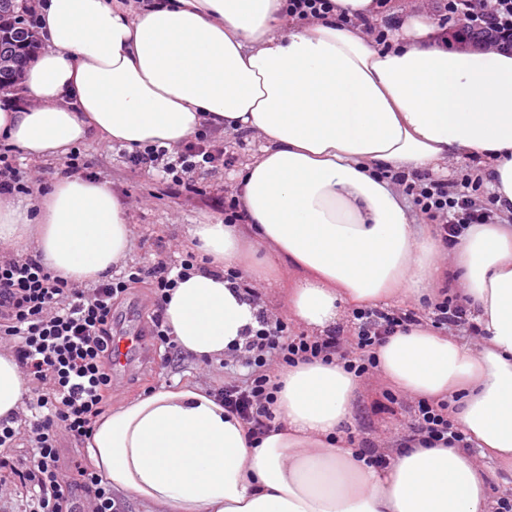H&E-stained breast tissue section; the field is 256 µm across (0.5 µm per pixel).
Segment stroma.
Here are the masks:
<instances>
[{
	"label": "stroma",
	"mask_w": 512,
	"mask_h": 512,
	"mask_svg": "<svg viewBox=\"0 0 512 512\" xmlns=\"http://www.w3.org/2000/svg\"><path fill=\"white\" fill-rule=\"evenodd\" d=\"M224 145L234 159L229 170L199 174L196 183L201 194L185 192L164 183L158 176L132 171L126 163L127 152L116 145L90 141L79 145L80 158L93 178L111 184L113 192L126 205L134 226L129 262L170 260L183 252V241L190 225L207 217H218L211 205L213 198L234 191L244 164L256 157L261 141L241 133H227ZM150 306L146 285H139L122 300L115 311V328L148 330ZM224 366L183 356L177 362L164 361L161 351L147 359H133L130 368L113 378V403L144 395L148 389H159L175 382L196 383L210 389L224 381ZM387 384L380 375L363 381L357 393L355 410L345 427V438L352 447L371 442L374 447H388L401 438L410 420L413 401L399 398L391 410H379L377 403Z\"/></svg>",
	"instance_id": "35a3bbf8"
}]
</instances>
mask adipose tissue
<instances>
[{"instance_id": "ef3b65f1", "label": "adipose tissue", "mask_w": 512, "mask_h": 512, "mask_svg": "<svg viewBox=\"0 0 512 512\" xmlns=\"http://www.w3.org/2000/svg\"><path fill=\"white\" fill-rule=\"evenodd\" d=\"M45 48L20 97L0 100V140L31 159L90 140L179 149L205 128L255 133L239 178L243 224L190 225L206 270L175 288L165 320L178 347L221 361L258 326L257 307L225 280L277 265L295 277L285 309L322 333L345 307L434 301L453 277L482 332L478 349L429 324L390 337L378 372L414 398H453L473 450L394 451L385 469L355 456L342 431L360 380L337 363L279 376L276 426L260 441L205 387H163L113 406L87 444L115 491L147 512H493L490 463L512 467V54L438 44L415 13L373 46L338 13L283 21L282 0H37ZM474 160L497 221L451 249L413 224L382 170L440 172ZM132 241L109 183L56 179L22 207L0 201V246L29 247L84 286L124 262ZM27 380L0 349V419L21 412Z\"/></svg>"}]
</instances>
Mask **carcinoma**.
I'll return each mask as SVG.
<instances>
[{"label":"carcinoma","instance_id":"cac0c4a2","mask_svg":"<svg viewBox=\"0 0 512 512\" xmlns=\"http://www.w3.org/2000/svg\"><path fill=\"white\" fill-rule=\"evenodd\" d=\"M25 0H0V55L14 63L0 70V93L15 88L37 48L35 32L27 27Z\"/></svg>","mask_w":512,"mask_h":512}]
</instances>
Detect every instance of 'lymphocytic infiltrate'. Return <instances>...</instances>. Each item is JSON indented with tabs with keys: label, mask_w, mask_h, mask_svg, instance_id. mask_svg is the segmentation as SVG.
<instances>
[{
	"label": "lymphocytic infiltrate",
	"mask_w": 512,
	"mask_h": 512,
	"mask_svg": "<svg viewBox=\"0 0 512 512\" xmlns=\"http://www.w3.org/2000/svg\"><path fill=\"white\" fill-rule=\"evenodd\" d=\"M129 165L137 170H158L173 185L192 192L198 172L232 159L211 132L196 134L176 152L149 145L130 153ZM395 181L416 208L437 226L443 244L455 243L471 225L489 223L488 210L477 207L473 192L482 176L467 171L460 180L448 181L422 172ZM195 254L172 261H145L122 266L91 288L70 285L54 275L37 256L25 254L0 260V342L26 376L29 393L23 421L0 420V479L19 484L29 494L24 512H74L86 503L90 512H119L112 490L94 468L73 460L76 477H69L60 458V440L81 446L90 440L94 426L112 398V311L132 285L144 283L152 304L149 334L156 346L177 353L164 307L179 281L200 270ZM467 321L465 306L448 295L428 309H392L363 306L351 313L352 333L308 336L295 332L287 319L260 311L242 350L248 368L245 380L230 378L213 394L224 410L238 418L251 437L275 425L272 406L280 385L279 372L301 361L337 362L355 377L372 374L375 350L386 338L428 322L447 330ZM407 441L466 447L467 441L448 418L444 401H417L408 426ZM25 441L27 454L5 456L4 451Z\"/></svg>",
	"instance_id": "f902f5d3"
}]
</instances>
